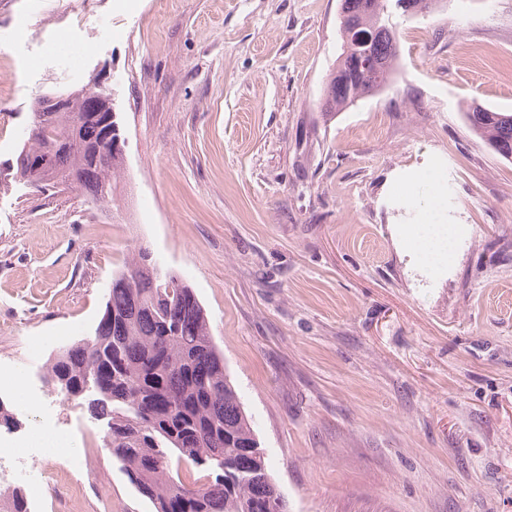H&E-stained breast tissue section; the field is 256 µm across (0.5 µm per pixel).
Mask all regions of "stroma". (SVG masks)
I'll use <instances>...</instances> for the list:
<instances>
[{
  "mask_svg": "<svg viewBox=\"0 0 512 512\" xmlns=\"http://www.w3.org/2000/svg\"><path fill=\"white\" fill-rule=\"evenodd\" d=\"M341 0H0V363L41 384L138 250L193 289L288 512H512V0L397 18L376 96L318 109ZM81 19V41L44 42ZM100 75L125 140L113 200L14 181L34 100ZM452 157L441 197L409 176ZM468 224L433 273L405 228ZM15 433L45 419L13 405ZM70 512H152L81 401ZM481 112H465L469 130L504 159H512V113L488 108Z\"/></svg>",
  "mask_w": 512,
  "mask_h": 512,
  "instance_id": "obj_1",
  "label": "stroma"
}]
</instances>
